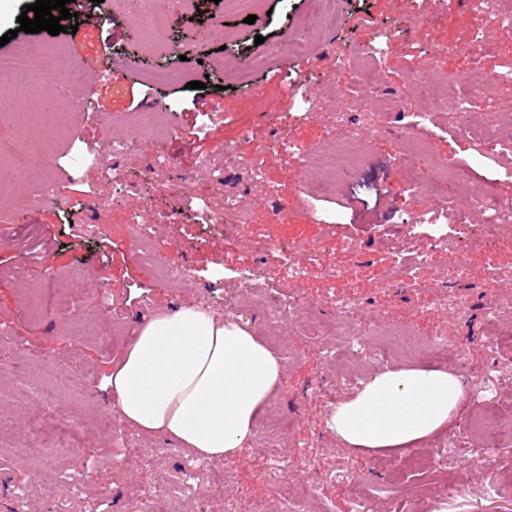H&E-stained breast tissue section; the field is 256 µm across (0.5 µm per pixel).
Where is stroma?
Here are the masks:
<instances>
[{
    "instance_id": "1",
    "label": "stroma",
    "mask_w": 512,
    "mask_h": 512,
    "mask_svg": "<svg viewBox=\"0 0 512 512\" xmlns=\"http://www.w3.org/2000/svg\"><path fill=\"white\" fill-rule=\"evenodd\" d=\"M22 0H0V36L18 35L0 47L14 53L48 47L64 53L83 76L75 89L82 107L72 117V133L57 144L52 191L34 200L21 180L0 190V207L13 218L0 223V512H283L279 488L296 493L313 488L323 512H512V466L473 462L492 449L476 437L471 420L480 411L512 422V249L498 253L499 277L485 274L486 257L473 247L460 257L463 276L451 274L444 253L434 252L410 213L431 207L426 191H405L393 158V134L403 112L429 114L422 135L426 154L413 157L424 179L432 160L450 156L470 168L476 181L490 182L499 198L512 203V149L488 158L475 129L487 122L512 124V83L498 88L497 100L470 96L468 80H492L512 59V26L495 12L472 17L466 0H342L338 30L322 34L302 28L309 0H262L255 23L227 12L219 0H200L193 14L168 15L163 54H143L128 13L109 0H89L78 30L56 36L18 31ZM222 28L226 38L211 37ZM387 33L391 50L383 58L387 79L379 89L331 76L358 51L371 33ZM267 41L303 39L312 49L254 73L236 88L223 89L218 58L245 64L258 53L256 36ZM483 43L477 53L460 45ZM188 49V80L194 88L151 84L148 70L179 65L178 49ZM458 83L469 100L471 128L456 113L432 121L435 109L413 95L408 74L428 61ZM134 62L135 73L118 83L100 80L103 67ZM396 96L403 112L383 117L370 98ZM216 103V112L198 103ZM140 112H156L165 135L144 136ZM365 131L369 149L360 165L332 192L304 194L298 184L296 154L276 150L282 137L304 148L322 144L328 132L348 127ZM92 152L111 157L120 171L111 181L83 158ZM265 155V182L257 184L245 160ZM165 156L170 167L158 168ZM214 168L201 170L203 161ZM280 188L267 204L257 199L266 187ZM232 195L247 213V226L224 228L209 214ZM462 224L448 227L456 240L512 239V233L485 228L466 189L448 187L444 201ZM151 225V256L136 259L132 223ZM274 243L255 250L253 235ZM315 241L316 265L286 277L289 244ZM357 251L346 248L348 241ZM429 252L416 272L419 287L392 281L399 246ZM174 263L181 281L164 279L158 267ZM59 288L67 306L38 308L35 293ZM311 301L323 318L345 313L360 332L352 345L319 344L293 323L269 328L266 309ZM185 306L211 310L249 324L259 340L274 336L282 382L259 414L262 423L291 425V448H265L250 439L234 457L218 462L193 456L162 436L144 437L117 417L107 389L113 365L131 343L142 320L157 311ZM96 317L102 334L70 336L67 326ZM423 336L456 343L455 356L423 350L400 356L383 339L390 322ZM66 379L55 398H16L21 383L43 380V365ZM436 368L455 373L468 393L447 427L406 453H358L331 432L326 421L336 406L374 375L388 369ZM112 414L111 423L100 422ZM429 460L412 466V457ZM198 480L181 491L174 483L184 468Z\"/></svg>"
}]
</instances>
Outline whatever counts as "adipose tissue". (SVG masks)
<instances>
[{
    "mask_svg": "<svg viewBox=\"0 0 512 512\" xmlns=\"http://www.w3.org/2000/svg\"><path fill=\"white\" fill-rule=\"evenodd\" d=\"M281 379L278 358L248 326L184 307L138 327L108 386L125 425L221 459L244 447ZM464 398L451 372L386 370L339 404L328 426L353 450L403 453L444 429Z\"/></svg>",
    "mask_w": 512,
    "mask_h": 512,
    "instance_id": "adipose-tissue-1",
    "label": "adipose tissue"
}]
</instances>
